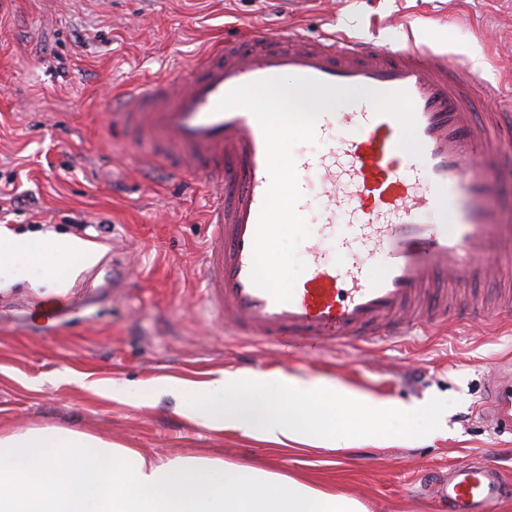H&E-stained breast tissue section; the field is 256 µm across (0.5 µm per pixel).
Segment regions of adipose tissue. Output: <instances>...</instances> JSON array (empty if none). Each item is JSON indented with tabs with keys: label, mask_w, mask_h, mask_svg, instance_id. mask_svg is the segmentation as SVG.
Returning <instances> with one entry per match:
<instances>
[{
	"label": "adipose tissue",
	"mask_w": 512,
	"mask_h": 512,
	"mask_svg": "<svg viewBox=\"0 0 512 512\" xmlns=\"http://www.w3.org/2000/svg\"><path fill=\"white\" fill-rule=\"evenodd\" d=\"M27 255L41 284L62 289L74 256L94 262L79 238L28 240L0 227V280ZM184 416L266 447L344 453L378 445L408 406L325 379L229 372L188 384L173 379ZM0 512H371L358 498L273 471L198 457L149 459L80 431H0Z\"/></svg>",
	"instance_id": "ef3b65f1"
}]
</instances>
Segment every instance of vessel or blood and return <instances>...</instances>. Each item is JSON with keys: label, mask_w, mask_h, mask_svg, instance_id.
<instances>
[{"label": "vessel or blood", "mask_w": 512, "mask_h": 512, "mask_svg": "<svg viewBox=\"0 0 512 512\" xmlns=\"http://www.w3.org/2000/svg\"><path fill=\"white\" fill-rule=\"evenodd\" d=\"M283 76L377 92L414 102L419 153L399 146L396 118L366 100L322 114L321 152L294 156L298 212L315 210L306 273L289 302L250 278L258 217L270 186L262 127L248 109L217 111L234 88ZM466 63L406 40L377 46L343 34L308 39L297 29L213 45L174 75L128 90L110 120L130 142L150 139L169 175H202L211 196L201 245L202 300L235 336L275 347L311 339L332 346L380 344L460 311L438 280L486 275L485 259L512 247L479 171L500 151L501 112L475 102L501 98ZM476 312L512 317V290L474 300ZM487 419L512 427V360L489 385ZM448 512H493L505 491L492 462L456 463L438 487Z\"/></svg>", "instance_id": "1"}]
</instances>
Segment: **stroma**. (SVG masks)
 I'll return each instance as SVG.
<instances>
[{
	"mask_svg": "<svg viewBox=\"0 0 512 512\" xmlns=\"http://www.w3.org/2000/svg\"><path fill=\"white\" fill-rule=\"evenodd\" d=\"M0 13V226L18 235L93 242L94 264L63 292L32 287L29 258L0 288V427H59L137 449L266 465L371 504L373 512H439L432 481L474 454L496 459L511 488L512 434L481 412L512 321L463 315L369 349L305 341L272 351L226 335L201 312L197 265L208 196L174 181L150 144L129 149L107 118L108 95L175 72L211 45L258 28L295 26L392 42L400 26L477 66L512 105V0H14ZM63 295L71 314L44 321L36 302ZM224 370L327 379L412 406L405 426L435 429L421 444L300 456L215 432L182 414L163 379ZM118 382L104 397L86 384Z\"/></svg>",
	"mask_w": 512,
	"mask_h": 512,
	"instance_id": "1",
	"label": "stroma"
}]
</instances>
